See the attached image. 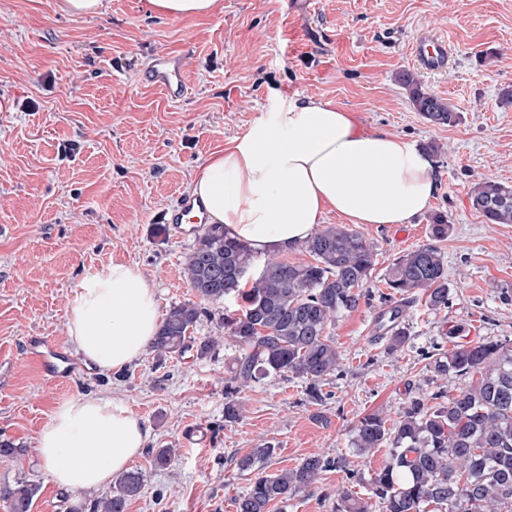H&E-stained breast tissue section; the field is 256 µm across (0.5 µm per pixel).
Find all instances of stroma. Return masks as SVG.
I'll return each instance as SVG.
<instances>
[{
    "mask_svg": "<svg viewBox=\"0 0 512 512\" xmlns=\"http://www.w3.org/2000/svg\"><path fill=\"white\" fill-rule=\"evenodd\" d=\"M58 0H0V434L23 454L0 459V483L23 480L38 493L32 512H88L90 498L58 491L33 451V437L56 404L85 394L116 397L150 430L135 469L147 479L126 512H235L248 474L239 461L272 445L269 471L304 457L333 459L310 487L270 512H336L341 492L372 500L370 478L388 448L356 455L352 429L377 411L397 420L410 401L468 385L435 377L436 350L466 337L512 346V224H491L468 192L489 176L512 184V0H219L205 18L152 15L148 0H110L93 18L67 16ZM422 36L447 39L448 71L421 70L411 55ZM182 57L188 95L167 99L141 77L155 54ZM423 85L457 114L439 126L417 112L396 72ZM330 100L368 129L434 154L436 190L411 217L405 238L392 224L358 230L378 254L357 310L330 329L341 365L309 398L298 378L267 377L240 391L239 420H224V342L205 358L195 350L146 351L118 372L76 362L68 380L44 378L29 359L43 339L68 345L67 299L86 273L112 262L138 265L160 310L197 301L184 261L195 237L157 233L164 211L187 195L198 166L263 112L272 92ZM448 218L436 242L448 269V303L410 308L408 340L396 352L374 325L391 291L383 277L398 256L432 242L435 214ZM203 427L205 445L185 431ZM172 449L167 466L151 452Z\"/></svg>",
    "mask_w": 512,
    "mask_h": 512,
    "instance_id": "stroma-1",
    "label": "stroma"
}]
</instances>
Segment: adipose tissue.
Segmentation results:
<instances>
[{
	"label": "adipose tissue",
	"instance_id": "obj_1",
	"mask_svg": "<svg viewBox=\"0 0 512 512\" xmlns=\"http://www.w3.org/2000/svg\"><path fill=\"white\" fill-rule=\"evenodd\" d=\"M189 191L210 223L268 254L311 236L326 210L351 224H401L435 191L433 163L413 143L360 127L329 101L272 95L245 132L199 167ZM160 324L154 288L135 265L86 274L67 303L66 331L91 366L122 369ZM149 429L117 398L82 395L57 404L33 443L56 489L89 494L127 471Z\"/></svg>",
	"mask_w": 512,
	"mask_h": 512
}]
</instances>
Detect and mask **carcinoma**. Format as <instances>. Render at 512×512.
Instances as JSON below:
<instances>
[{
  "instance_id": "1",
  "label": "carcinoma",
  "mask_w": 512,
  "mask_h": 512,
  "mask_svg": "<svg viewBox=\"0 0 512 512\" xmlns=\"http://www.w3.org/2000/svg\"><path fill=\"white\" fill-rule=\"evenodd\" d=\"M397 81L408 90L416 111L435 125L456 122L448 101L422 85L419 76L401 70ZM474 210L491 224H512V185L484 178L469 192ZM314 262L294 265L268 257L251 276L255 254L222 224H205L187 255L184 274L202 300L239 299L223 317L224 332L238 347L226 385L224 421L240 418V390L271 375L302 378L310 398L322 396L321 383L336 372L340 352L327 333L339 317L355 311L372 277L376 253L365 237L344 224H330L301 244ZM384 282L398 297L389 319L378 318L388 349L407 341L404 327L412 294L434 308L448 304V271L439 249L419 246L387 267ZM207 309L195 303L172 305L159 325L151 348L159 355L185 353L196 346L207 356L218 339L195 340L192 333ZM435 377L471 378L469 384L430 405L410 401L398 421L387 425L378 413L363 416L352 430L353 452L366 456L386 445L390 455L371 477L381 512H512V347L497 341L457 343L432 355ZM276 448H256L238 463L253 475L247 491L234 499L235 512H268L274 502L314 484L334 462L311 454L279 473H268ZM142 471L127 472L109 495L94 500L90 512H126L144 484ZM38 488L25 481L0 484V500L9 512H31ZM372 504L341 493L337 512H371Z\"/></svg>"
}]
</instances>
